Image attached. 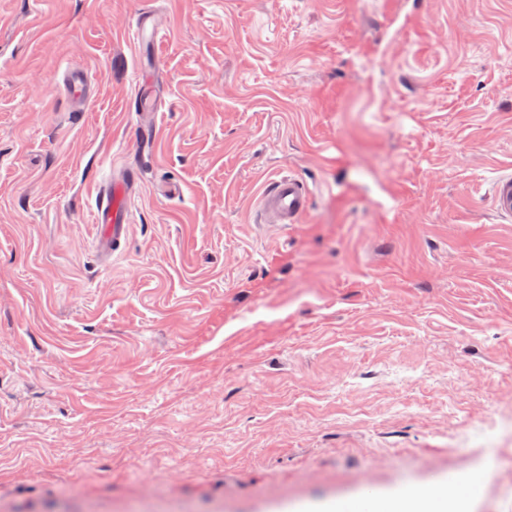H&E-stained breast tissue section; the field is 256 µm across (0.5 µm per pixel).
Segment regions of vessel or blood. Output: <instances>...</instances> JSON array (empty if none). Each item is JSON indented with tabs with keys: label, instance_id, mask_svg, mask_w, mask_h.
<instances>
[{
	"label": "vessel or blood",
	"instance_id": "obj_1",
	"mask_svg": "<svg viewBox=\"0 0 512 512\" xmlns=\"http://www.w3.org/2000/svg\"><path fill=\"white\" fill-rule=\"evenodd\" d=\"M67 96L87 102L90 88L81 74L62 73ZM138 180L134 170L112 178L99 191L93 209V222L99 244L108 251H119L128 233L130 201ZM494 209L498 216L512 220V172L499 175L492 186ZM310 190L300 178L284 176L272 179L258 198L261 217L267 226L281 230L301 223L309 211Z\"/></svg>",
	"mask_w": 512,
	"mask_h": 512
}]
</instances>
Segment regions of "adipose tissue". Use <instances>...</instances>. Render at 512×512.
Listing matches in <instances>:
<instances>
[{"instance_id": "obj_1", "label": "adipose tissue", "mask_w": 512, "mask_h": 512, "mask_svg": "<svg viewBox=\"0 0 512 512\" xmlns=\"http://www.w3.org/2000/svg\"><path fill=\"white\" fill-rule=\"evenodd\" d=\"M472 478L465 473L456 474L455 480L440 487L438 496L420 494L416 489L400 490L383 504L381 512H468Z\"/></svg>"}]
</instances>
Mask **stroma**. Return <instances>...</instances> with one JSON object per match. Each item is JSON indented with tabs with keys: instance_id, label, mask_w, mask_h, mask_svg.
Instances as JSON below:
<instances>
[{
	"instance_id": "obj_1",
	"label": "stroma",
	"mask_w": 512,
	"mask_h": 512,
	"mask_svg": "<svg viewBox=\"0 0 512 512\" xmlns=\"http://www.w3.org/2000/svg\"><path fill=\"white\" fill-rule=\"evenodd\" d=\"M507 85L512 0H0V512H333L458 472L512 512ZM288 171L310 210L262 230ZM66 95L73 101L85 103L90 99V88L81 74L71 69L62 72ZM137 173L126 170L112 178L99 191L93 209L98 243L112 254L119 251L128 233L130 201L136 188ZM492 198L498 216L512 220V172L495 178L492 186Z\"/></svg>"
}]
</instances>
